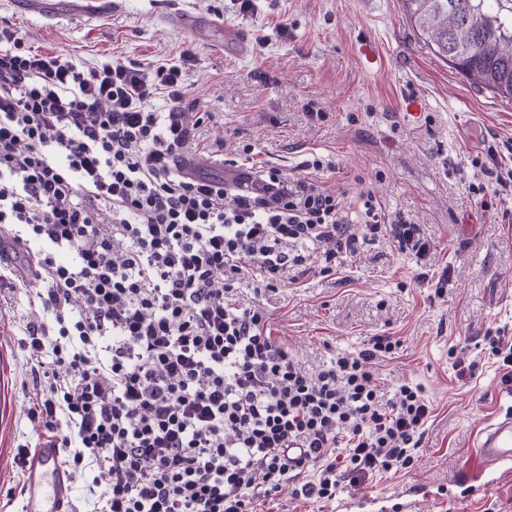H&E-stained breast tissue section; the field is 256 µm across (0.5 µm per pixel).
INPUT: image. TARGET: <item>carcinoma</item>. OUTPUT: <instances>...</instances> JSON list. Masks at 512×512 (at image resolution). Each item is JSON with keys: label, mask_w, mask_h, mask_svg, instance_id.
<instances>
[{"label": "carcinoma", "mask_w": 512, "mask_h": 512, "mask_svg": "<svg viewBox=\"0 0 512 512\" xmlns=\"http://www.w3.org/2000/svg\"><path fill=\"white\" fill-rule=\"evenodd\" d=\"M431 52L512 102V0H403Z\"/></svg>", "instance_id": "carcinoma-1"}]
</instances>
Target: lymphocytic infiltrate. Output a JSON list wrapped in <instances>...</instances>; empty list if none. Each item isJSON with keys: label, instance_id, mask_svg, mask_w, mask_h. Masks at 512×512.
Listing matches in <instances>:
<instances>
[{"label": "lymphocytic infiltrate", "instance_id": "obj_1", "mask_svg": "<svg viewBox=\"0 0 512 512\" xmlns=\"http://www.w3.org/2000/svg\"><path fill=\"white\" fill-rule=\"evenodd\" d=\"M194 59L86 67L0 29V227L21 249L40 242L53 317L28 328L47 389L32 416L66 417L60 447L98 470L95 512H258L286 489L329 502L343 482L409 468L432 413L420 386L384 397L370 368L400 340L309 374L267 309L241 301L249 274L264 291L335 274L358 223L421 258L430 244L362 177L316 178L319 158L233 181L183 170Z\"/></svg>", "mask_w": 512, "mask_h": 512}]
</instances>
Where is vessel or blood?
Returning a JSON list of instances; mask_svg holds the SVG:
<instances>
[{
	"label": "vessel or blood",
	"mask_w": 512,
	"mask_h": 512,
	"mask_svg": "<svg viewBox=\"0 0 512 512\" xmlns=\"http://www.w3.org/2000/svg\"><path fill=\"white\" fill-rule=\"evenodd\" d=\"M474 448L487 465H511L512 414H504L486 426ZM22 471L19 512H71L73 479L54 439H46L39 448L26 451Z\"/></svg>",
	"instance_id": "obj_1"
}]
</instances>
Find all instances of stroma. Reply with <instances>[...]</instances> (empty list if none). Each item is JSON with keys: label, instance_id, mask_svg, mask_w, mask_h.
Listing matches in <instances>:
<instances>
[{"label": "stroma", "instance_id": "1", "mask_svg": "<svg viewBox=\"0 0 512 512\" xmlns=\"http://www.w3.org/2000/svg\"><path fill=\"white\" fill-rule=\"evenodd\" d=\"M57 6L48 19L0 0V25L86 66L170 60L194 48L189 96L205 119L185 156L218 175L247 143L254 163L286 173L315 155L332 160L340 171L329 184L362 175L386 214L419 225L431 244L421 259L388 237H367L337 274L259 296L243 284L244 299L271 311L274 334L309 371L371 337L399 338L397 353L373 365L378 382L387 394L420 385L434 409L413 467L343 485L331 503L285 493L271 512H336L338 501L367 496L397 503L416 487L427 495L414 512H512V478L478 496L461 481L481 468L476 435L512 406V383L485 342L512 339V186L486 209L468 190L489 183L491 168L512 169V102L433 55L401 0H257L245 17L231 0H118L111 16L93 20L74 17L73 0ZM185 10L223 25L186 34L167 21ZM239 34L250 38L248 53L236 48ZM311 109L323 119L308 117ZM39 287L26 282L0 301V512H12L21 489L22 449L69 431L31 419L41 390L23 342L29 323L51 319ZM461 347L478 365L473 378L457 376Z\"/></svg>", "mask_w": 512, "mask_h": 512}]
</instances>
